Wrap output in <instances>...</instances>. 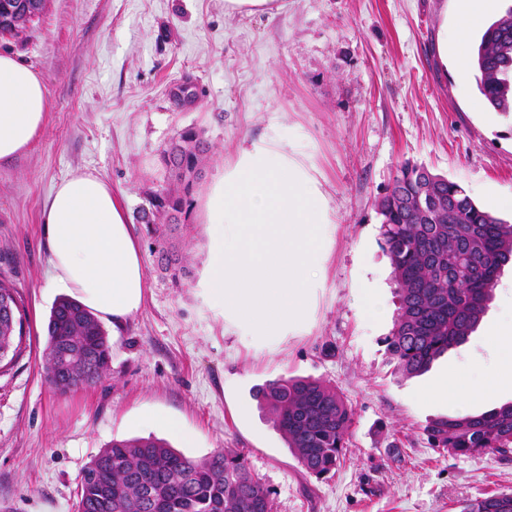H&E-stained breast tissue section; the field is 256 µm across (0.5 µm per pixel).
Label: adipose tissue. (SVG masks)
Instances as JSON below:
<instances>
[{"label":"adipose tissue","instance_id":"1","mask_svg":"<svg viewBox=\"0 0 512 512\" xmlns=\"http://www.w3.org/2000/svg\"><path fill=\"white\" fill-rule=\"evenodd\" d=\"M501 0H457V25L440 34L467 67L471 31L499 11ZM48 110L39 74L14 55L0 54V162L24 153ZM206 301L256 342L302 328L315 297L313 271L325 251L328 199L309 154L278 134L243 141L224 161L204 196ZM51 283L99 318L121 328L144 304L143 255L129 211L111 186L83 172L59 182L44 208ZM487 334L505 356L494 364L469 360L422 393L425 401L466 407L512 385V316Z\"/></svg>","mask_w":512,"mask_h":512}]
</instances>
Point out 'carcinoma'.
Masks as SVG:
<instances>
[{
  "mask_svg": "<svg viewBox=\"0 0 512 512\" xmlns=\"http://www.w3.org/2000/svg\"><path fill=\"white\" fill-rule=\"evenodd\" d=\"M44 0H0V33L18 27L22 12L42 11ZM484 103L512 112V7L492 21L473 52ZM210 143L187 127L161 150L169 176L181 191L157 189L137 211L139 224H178L191 206L189 194ZM401 164L380 199L381 236L399 298L387 350L407 377L426 372L448 350L467 341L492 299L498 275L512 264V224L477 205L457 183L444 179L428 189L448 206L421 215L412 208L420 194L417 171ZM0 293L12 303L0 313V350L11 369L24 352L26 309L18 289L0 275ZM44 363L80 352L85 360L47 377L67 390L98 382L111 357V344L98 318L71 297L51 310ZM269 409L288 450L317 478L336 471L347 448L353 410L336 389L308 378L269 381L256 391ZM433 448L457 455L491 452L512 458V403L479 415L435 419L425 427ZM77 512H272L270 490L256 478L244 456L225 448L194 460L155 438L114 439L81 472ZM460 512H512V492L470 500Z\"/></svg>",
  "mask_w": 512,
  "mask_h": 512,
  "instance_id": "1",
  "label": "carcinoma"
}]
</instances>
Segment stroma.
I'll list each match as a JSON object with an SVG mask.
<instances>
[{
    "mask_svg": "<svg viewBox=\"0 0 512 512\" xmlns=\"http://www.w3.org/2000/svg\"><path fill=\"white\" fill-rule=\"evenodd\" d=\"M284 3L274 15L228 16L224 0H45L39 19L0 35V53L37 71L49 104L27 151L0 162V274L23 293L30 327L24 356L0 374V512H75L91 458L112 440L149 436L192 459L242 451L273 512H460L512 492V459L430 447L425 426L457 414L455 404L411 398L460 361L498 359L486 331L512 312V266L468 340L418 377L398 373L387 350L392 320L370 324L361 311L370 287L398 308L377 204L402 162L424 164L512 221L496 206L512 196V115L480 106L474 71L438 55L455 0ZM186 74L199 92L190 111L168 96ZM186 127L211 145L195 202L243 139L274 128L310 154L333 218L310 319L272 343L250 341L205 301L204 225L192 216L137 224L144 307L114 337L106 376L57 394L42 370L62 295L49 285L45 203L61 180L90 171L137 211L166 187L160 151ZM159 234L180 273L159 265ZM281 377L320 380L352 406L335 473L307 474L253 397ZM155 414L182 435L155 427Z\"/></svg>",
    "mask_w": 512,
    "mask_h": 512,
    "instance_id": "1",
    "label": "stroma"
}]
</instances>
